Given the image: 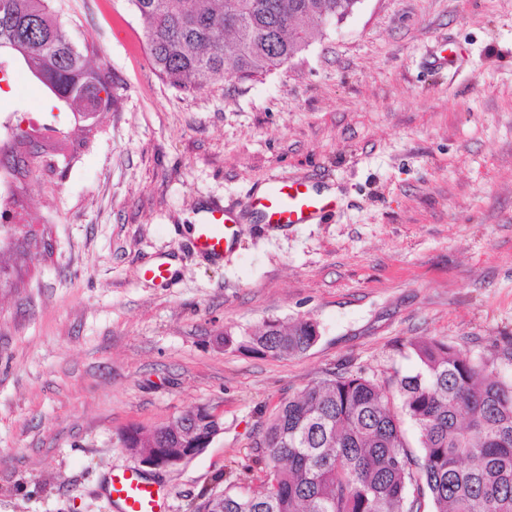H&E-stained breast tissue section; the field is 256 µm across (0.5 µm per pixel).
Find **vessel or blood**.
Returning a JSON list of instances; mask_svg holds the SVG:
<instances>
[{"instance_id":"b4317fda","label":"vessel or blood","mask_w":512,"mask_h":512,"mask_svg":"<svg viewBox=\"0 0 512 512\" xmlns=\"http://www.w3.org/2000/svg\"><path fill=\"white\" fill-rule=\"evenodd\" d=\"M333 199L321 187L306 181L276 179L265 194L256 197L252 209L261 223L284 228L291 224H310L330 210ZM238 223L229 211L212 208L192 238L194 251L205 261L220 262L237 242ZM108 494L120 512H163L164 499L154 482L136 473L119 472L109 480Z\"/></svg>"}]
</instances>
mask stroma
<instances>
[{
	"instance_id": "1",
	"label": "stroma",
	"mask_w": 512,
	"mask_h": 512,
	"mask_svg": "<svg viewBox=\"0 0 512 512\" xmlns=\"http://www.w3.org/2000/svg\"><path fill=\"white\" fill-rule=\"evenodd\" d=\"M50 5L114 101L88 127L23 63L0 76V114L46 158L16 173L0 233V512H117L123 432L207 406L210 447L143 472L188 512L215 477L250 481L277 405L334 372L414 373L413 338L512 381V0H359L271 73L192 92L154 72L129 0ZM276 177L335 190L336 210L256 223ZM213 203L242 218L220 265L190 246ZM159 258L165 286L143 275ZM276 319L320 338L288 358L218 342Z\"/></svg>"
}]
</instances>
